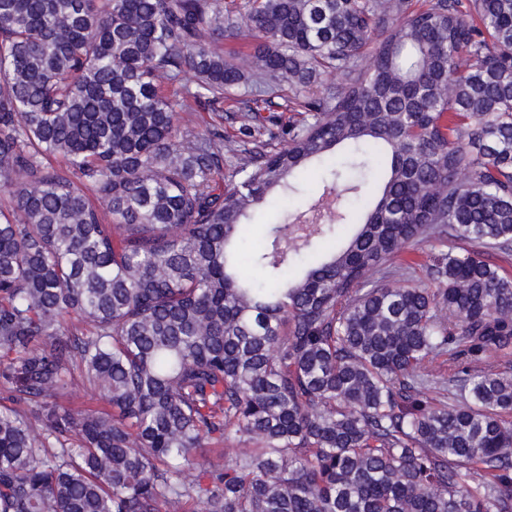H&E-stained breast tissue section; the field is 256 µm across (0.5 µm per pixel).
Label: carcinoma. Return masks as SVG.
Listing matches in <instances>:
<instances>
[{
    "mask_svg": "<svg viewBox=\"0 0 512 512\" xmlns=\"http://www.w3.org/2000/svg\"><path fill=\"white\" fill-rule=\"evenodd\" d=\"M242 9L0 0V512H512V0ZM238 98L242 97H228L224 99V154L231 156V149H240L238 138L235 137L237 129L240 126V115L245 110V105ZM284 222L285 218L275 208L262 207L256 209L247 220V224H253V226H251L249 234L245 238L243 248L252 249L253 246L260 244L265 228L263 224H284ZM447 248L435 242H425L419 245H406L396 257H394L385 266L388 270L395 272L399 265H405L406 262L416 268L417 274L422 276V268L431 263L434 257L440 255ZM413 261V262H412Z\"/></svg>",
    "mask_w": 512,
    "mask_h": 512,
    "instance_id": "carcinoma-1",
    "label": "carcinoma"
}]
</instances>
